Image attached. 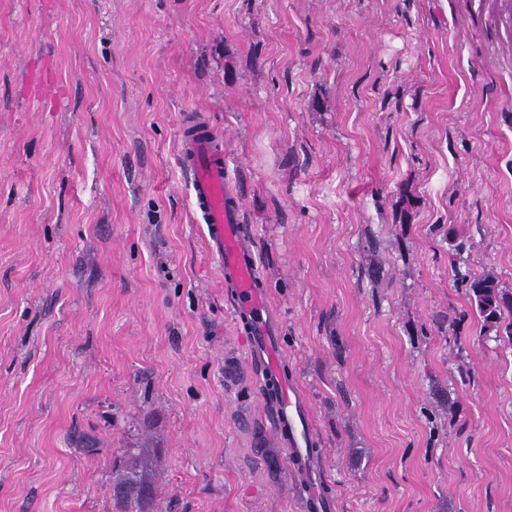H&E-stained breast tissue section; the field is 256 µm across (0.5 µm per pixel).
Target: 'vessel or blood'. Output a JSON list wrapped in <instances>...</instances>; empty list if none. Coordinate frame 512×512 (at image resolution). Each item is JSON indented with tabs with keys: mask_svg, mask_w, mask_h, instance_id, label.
Wrapping results in <instances>:
<instances>
[{
	"mask_svg": "<svg viewBox=\"0 0 512 512\" xmlns=\"http://www.w3.org/2000/svg\"><path fill=\"white\" fill-rule=\"evenodd\" d=\"M177 156L191 191V213L204 226V242L229 290L236 328L248 359L260 363L265 381L275 383L271 423L291 460L306 465L315 445L310 409L294 378L282 369L281 321L262 286L252 239L240 222L241 199L235 196L224 160V139L202 116L184 115ZM302 496L315 512H333L320 480L303 485Z\"/></svg>",
	"mask_w": 512,
	"mask_h": 512,
	"instance_id": "b4317fda",
	"label": "vessel or blood"
}]
</instances>
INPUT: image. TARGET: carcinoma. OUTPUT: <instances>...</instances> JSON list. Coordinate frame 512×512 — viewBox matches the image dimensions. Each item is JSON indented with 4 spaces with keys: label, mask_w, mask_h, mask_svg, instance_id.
I'll list each match as a JSON object with an SVG mask.
<instances>
[{
    "label": "carcinoma",
    "mask_w": 512,
    "mask_h": 512,
    "mask_svg": "<svg viewBox=\"0 0 512 512\" xmlns=\"http://www.w3.org/2000/svg\"><path fill=\"white\" fill-rule=\"evenodd\" d=\"M469 294L474 302L485 334L504 331L512 336V321L504 322V312L512 313V291L500 287L491 275L469 281ZM147 491L150 507H155L156 479L148 453V445L125 449L119 464L112 469V492L116 503L126 506V512H141L139 493Z\"/></svg>",
    "instance_id": "carcinoma-1"
}]
</instances>
